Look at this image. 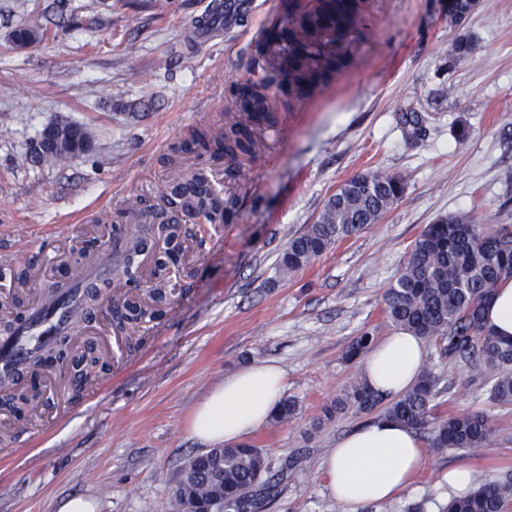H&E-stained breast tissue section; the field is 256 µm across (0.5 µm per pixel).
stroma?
Segmentation results:
<instances>
[{"label": "stroma", "mask_w": 512, "mask_h": 512, "mask_svg": "<svg viewBox=\"0 0 512 512\" xmlns=\"http://www.w3.org/2000/svg\"><path fill=\"white\" fill-rule=\"evenodd\" d=\"M0 0V321L36 305L59 273L99 260L116 237L147 248L111 300L149 303L157 282L163 196L202 166L180 147L195 128L234 121L237 85L263 75L262 30L288 0H248L240 27L198 45L194 24L209 0ZM42 12L51 38L17 47L12 35ZM460 38L474 53L458 59ZM66 119L88 127L89 154L50 166L32 143ZM228 223L183 215L179 275L165 315L118 330L110 314L81 315L70 345L95 346L111 366L101 392L64 417L0 411V512H58L73 496L96 512H173L169 492L184 461L202 453L189 416L226 374L272 361L288 375L296 420L248 436L288 472L270 512H339L324 485L331 448L364 418L326 421L323 407L359 375L344 353L362 333L393 327L384 293L427 225L465 214L485 229L512 225V0H476L451 23L444 0H373L352 65L308 101L276 106L252 154L238 157ZM401 175L403 197L375 224L338 240L288 274L290 238L322 213L346 180L367 171ZM86 244L73 258L76 244ZM426 368L446 393L436 414L481 413L495 433L474 454L428 453L413 487L365 512H406L427 501L443 512V477L467 463L493 479L512 472V406L492 403L484 378L428 347Z\"/></svg>", "instance_id": "stroma-1"}]
</instances>
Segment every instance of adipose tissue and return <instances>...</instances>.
I'll return each mask as SVG.
<instances>
[{
    "mask_svg": "<svg viewBox=\"0 0 512 512\" xmlns=\"http://www.w3.org/2000/svg\"><path fill=\"white\" fill-rule=\"evenodd\" d=\"M484 322L502 340L512 342V278L501 281L484 306ZM426 358V342L397 330L362 360L360 374L375 392L392 398L417 382ZM287 388L285 370L261 361L227 375L194 409L190 432L204 444H234L267 424ZM425 461L417 431L380 416L354 428L331 449L324 466L325 486L340 512H363L401 494Z\"/></svg>",
    "mask_w": 512,
    "mask_h": 512,
    "instance_id": "1",
    "label": "adipose tissue"
}]
</instances>
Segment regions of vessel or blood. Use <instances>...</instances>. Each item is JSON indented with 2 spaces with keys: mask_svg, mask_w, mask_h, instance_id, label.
Segmentation results:
<instances>
[{
  "mask_svg": "<svg viewBox=\"0 0 512 512\" xmlns=\"http://www.w3.org/2000/svg\"><path fill=\"white\" fill-rule=\"evenodd\" d=\"M241 13V0H219L216 8L198 24V38L208 39L221 28L239 25ZM83 288V282L79 281L57 290L50 302L30 312L14 336L0 340V383H7L10 371L48 347L53 337L66 334L80 309Z\"/></svg>",
  "mask_w": 512,
  "mask_h": 512,
  "instance_id": "1",
  "label": "vessel or blood"
}]
</instances>
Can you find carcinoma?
I'll list each match as a JSON object with an SVG mask.
<instances>
[{
    "label": "carcinoma",
    "mask_w": 512,
    "mask_h": 512,
    "mask_svg": "<svg viewBox=\"0 0 512 512\" xmlns=\"http://www.w3.org/2000/svg\"><path fill=\"white\" fill-rule=\"evenodd\" d=\"M370 0H291L288 14L267 27L257 44L258 59L266 76L241 89V112L255 121L270 112L268 89L276 87L288 103L308 99L316 89L343 72L362 40ZM51 32L29 25L16 30L15 41L27 43L32 35ZM192 145L209 155L215 165L227 156L246 154L255 145L254 129L241 121L226 123L216 132L197 131ZM200 171L188 186H170L168 201L186 212H202L219 222L236 206V198L224 197L207 186ZM405 191L403 178L379 171L365 172L345 181L329 197L318 220L288 241L278 267L294 271L321 256L336 241L371 224L391 209ZM512 275V231L497 236L484 234L480 225L463 214H450L428 225L415 239L406 265L384 296L388 321L433 343L442 359H465L484 374L489 398L512 406V342L494 336L485 326L484 303L498 283ZM166 293L154 291L146 311L136 299L123 301L125 314L115 318L120 330L140 324L145 316L163 315ZM373 337L364 332L353 339L345 356H365ZM444 393L439 378L430 370L397 399L387 400L357 379L343 397L323 408L324 417L350 411L370 415L378 409L405 425L428 433V446L437 453L450 449L474 451L492 442L494 428L484 414L433 415L434 401ZM298 402L283 399L274 420L287 423L297 417ZM294 462L276 467L261 448L243 443L213 448L190 457L183 465L182 482L170 492L186 512H208L225 507L231 512L248 497H257L269 508L279 495L282 481ZM512 504V474L493 479L477 490L448 503L445 512H507Z\"/></svg>",
    "instance_id": "carcinoma-1"
}]
</instances>
